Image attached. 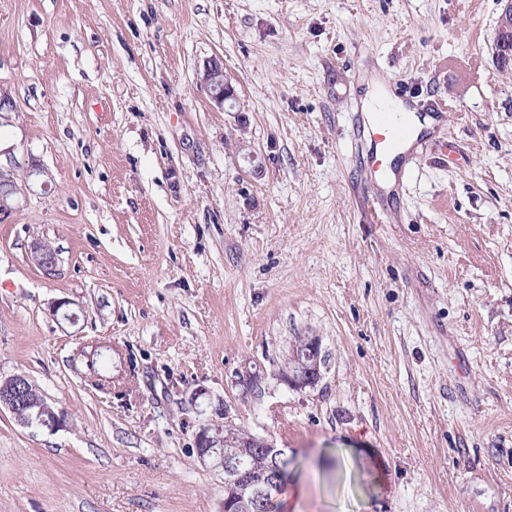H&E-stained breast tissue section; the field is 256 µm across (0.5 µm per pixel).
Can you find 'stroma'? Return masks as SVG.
I'll use <instances>...</instances> for the list:
<instances>
[{
  "instance_id": "stroma-1",
  "label": "stroma",
  "mask_w": 512,
  "mask_h": 512,
  "mask_svg": "<svg viewBox=\"0 0 512 512\" xmlns=\"http://www.w3.org/2000/svg\"><path fill=\"white\" fill-rule=\"evenodd\" d=\"M498 0H0V512H224L197 432L287 449L276 512H512V71ZM220 59L236 89L200 88ZM443 104L371 223L350 113ZM434 111V110H433ZM44 187H26L31 165ZM58 253L45 275L31 245ZM65 301L76 321L57 311ZM321 341L320 382L276 373ZM112 368L94 384L86 355ZM263 366L261 395L235 373ZM501 12L493 35V47L496 63L512 66V0H499ZM504 58V59H503ZM200 81L218 108L224 109L226 104L232 107V102L236 99L235 88L224 76V68L220 60L211 59L207 62ZM218 87L221 88L219 91H217ZM8 409L24 427L36 424L53 431L63 425V413H57L34 385L23 375L0 378V409Z\"/></svg>"
}]
</instances>
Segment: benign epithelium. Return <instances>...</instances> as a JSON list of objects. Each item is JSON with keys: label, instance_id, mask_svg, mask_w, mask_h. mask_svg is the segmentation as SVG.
Here are the masks:
<instances>
[{"label": "benign epithelium", "instance_id": "1", "mask_svg": "<svg viewBox=\"0 0 512 512\" xmlns=\"http://www.w3.org/2000/svg\"><path fill=\"white\" fill-rule=\"evenodd\" d=\"M501 12L493 35L495 60L512 66V0H499ZM201 83L214 104L224 108L236 99L235 88L224 76L221 61L212 59L204 66ZM36 264L47 276L58 272V257L54 249L43 241L32 246ZM307 352L304 360L292 362L280 369L277 380L293 388H313L322 378L325 368V355L321 342L316 337L307 338ZM266 376L259 369L244 364L236 372V385L246 394H259L263 390ZM8 409L24 427L36 424L53 431L63 425L64 415L55 412L46 399L36 392L34 385L24 375L0 378V408ZM227 437L224 429L203 427L196 434L195 443L201 459L218 458L224 468V512H264L269 490L277 487L282 480V463L288 459L284 449L275 445L266 436L252 434L239 441L238 447L247 453L261 452L267 467L258 472L244 469L242 458L226 456L221 451Z\"/></svg>", "mask_w": 512, "mask_h": 512}]
</instances>
